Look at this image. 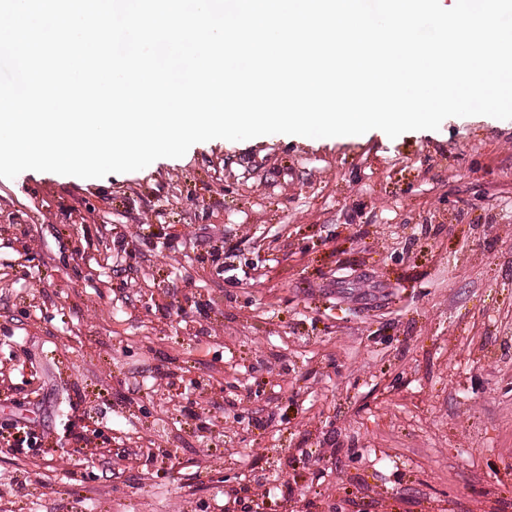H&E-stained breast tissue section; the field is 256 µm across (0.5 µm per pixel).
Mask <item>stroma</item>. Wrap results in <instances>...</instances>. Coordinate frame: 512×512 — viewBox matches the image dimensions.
I'll return each mask as SVG.
<instances>
[{
    "instance_id": "35a3bbf8",
    "label": "stroma",
    "mask_w": 512,
    "mask_h": 512,
    "mask_svg": "<svg viewBox=\"0 0 512 512\" xmlns=\"http://www.w3.org/2000/svg\"><path fill=\"white\" fill-rule=\"evenodd\" d=\"M228 480L512 512V120L0 177V512H224Z\"/></svg>"
}]
</instances>
